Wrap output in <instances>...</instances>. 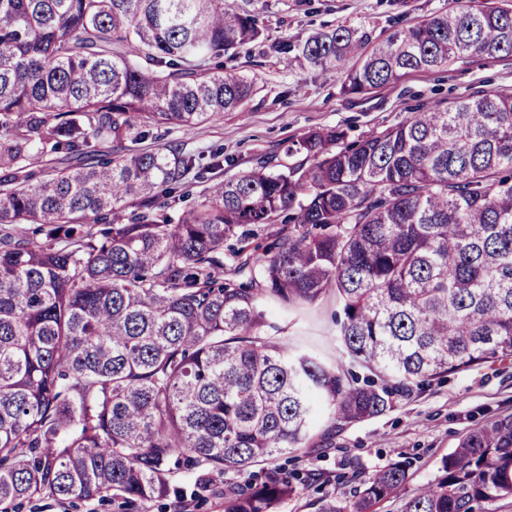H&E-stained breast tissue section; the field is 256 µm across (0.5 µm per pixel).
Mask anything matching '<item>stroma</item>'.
Returning <instances> with one entry per match:
<instances>
[{
	"mask_svg": "<svg viewBox=\"0 0 512 512\" xmlns=\"http://www.w3.org/2000/svg\"><path fill=\"white\" fill-rule=\"evenodd\" d=\"M452 0H224L253 14L263 30L261 42L228 52L225 68L252 79L256 92L244 109L224 113L190 132L172 130L169 142L184 153L224 151V167L194 180L200 194L220 180L240 176L260 162L276 166L293 138L325 127H339L347 141L398 125L411 112L452 105L479 90L512 91V57H474L466 62L413 72L399 81L363 95L342 92L335 73L300 67L274 53V42L297 41L336 26L360 25L372 38L395 26L409 25L447 10ZM334 298L299 315L275 313L261 335L276 336L289 348L316 353L325 363L337 359ZM512 412V362L450 373L431 386L414 391L385 415L337 428L329 440L275 462H260L251 474L264 479L276 468L296 469L309 476V486L283 503L280 512H315V502L338 482L371 473L395 460L410 461L408 479L398 495L381 501L375 512H401L406 499L419 494L439 476L442 458L451 453L474 425ZM198 471L171 477L183 497L144 503L141 512H223L222 496L238 476L210 474L198 486Z\"/></svg>",
	"mask_w": 512,
	"mask_h": 512,
	"instance_id": "1",
	"label": "stroma"
}]
</instances>
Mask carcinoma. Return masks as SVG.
Listing matches in <instances>:
<instances>
[{"instance_id":"1","label":"carcinoma","mask_w":512,"mask_h":512,"mask_svg":"<svg viewBox=\"0 0 512 512\" xmlns=\"http://www.w3.org/2000/svg\"><path fill=\"white\" fill-rule=\"evenodd\" d=\"M224 0H0V502L171 494L179 466L243 473L380 416L445 373L512 360V94L488 90L304 164L217 182L173 223L162 193L221 155L168 144L240 110L254 83L210 61L259 40ZM363 94L412 71L512 56V9L462 0L370 43L357 26L276 45ZM57 160L52 177L36 168ZM135 208L131 221L109 218ZM281 225L268 246L253 244ZM237 238L239 246L224 250ZM336 298L334 365L259 329ZM403 512H479L512 498V414L472 428ZM317 512H371L397 461ZM307 479L224 491V512H279Z\"/></svg>"}]
</instances>
